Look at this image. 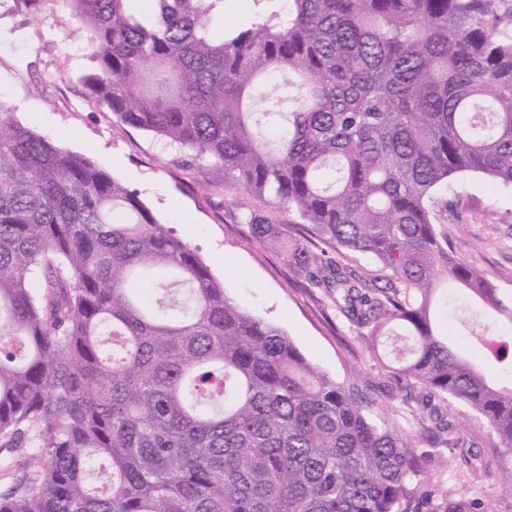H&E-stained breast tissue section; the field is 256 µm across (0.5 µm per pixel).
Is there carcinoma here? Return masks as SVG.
<instances>
[{"label": "carcinoma", "instance_id": "cac0c4a2", "mask_svg": "<svg viewBox=\"0 0 512 512\" xmlns=\"http://www.w3.org/2000/svg\"><path fill=\"white\" fill-rule=\"evenodd\" d=\"M90 94L210 163L214 183L296 212L376 266L253 234L370 327L450 448L457 400L512 458V386L453 350L436 277L484 310L480 359L512 374V293L457 260L432 207L448 180L512 186V13L490 0H288L217 38L224 0H65ZM38 282L39 288L32 287ZM0 443L37 466L0 512H401L415 450L224 293L137 193L0 101Z\"/></svg>", "mask_w": 512, "mask_h": 512}]
</instances>
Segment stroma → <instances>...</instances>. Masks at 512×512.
Listing matches in <instances>:
<instances>
[{
  "instance_id": "1",
  "label": "stroma",
  "mask_w": 512,
  "mask_h": 512,
  "mask_svg": "<svg viewBox=\"0 0 512 512\" xmlns=\"http://www.w3.org/2000/svg\"><path fill=\"white\" fill-rule=\"evenodd\" d=\"M95 68L68 9L50 5L35 20L24 0H0V100L14 120L91 158L136 191L157 220L197 252L229 297L283 330L336 383L357 385L373 416H386L423 457L402 512H512V460L502 456L480 414L453 402L452 434L461 447L429 440L420 404L393 388L367 347V329L342 314L281 252L255 239L245 218L263 217L325 259L367 270L373 261L300 231L295 213L267 199L213 185L207 161L179 164L178 150L124 124L87 95L81 79ZM435 212V229L452 254L511 290L512 187L464 175L439 190Z\"/></svg>"
}]
</instances>
